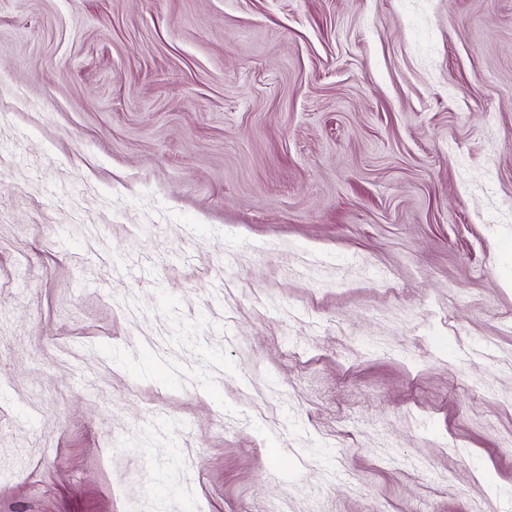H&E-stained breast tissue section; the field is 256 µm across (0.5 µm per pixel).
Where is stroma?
<instances>
[{
    "instance_id": "1",
    "label": "stroma",
    "mask_w": 512,
    "mask_h": 512,
    "mask_svg": "<svg viewBox=\"0 0 512 512\" xmlns=\"http://www.w3.org/2000/svg\"><path fill=\"white\" fill-rule=\"evenodd\" d=\"M512 512V0H0V512Z\"/></svg>"
}]
</instances>
